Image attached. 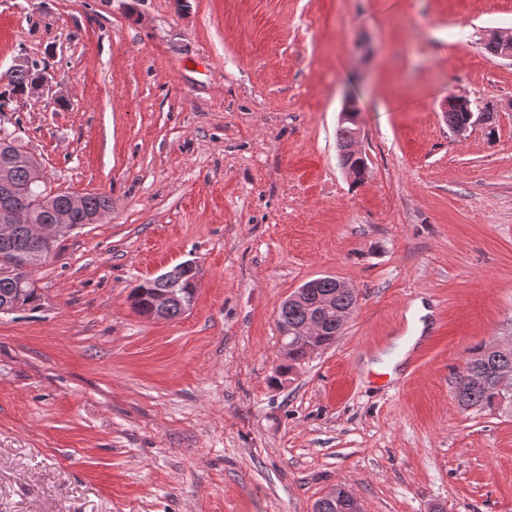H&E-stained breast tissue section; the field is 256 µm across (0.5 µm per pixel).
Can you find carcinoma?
Listing matches in <instances>:
<instances>
[{"instance_id":"obj_1","label":"carcinoma","mask_w":512,"mask_h":512,"mask_svg":"<svg viewBox=\"0 0 512 512\" xmlns=\"http://www.w3.org/2000/svg\"><path fill=\"white\" fill-rule=\"evenodd\" d=\"M42 70L37 66L7 69L0 72V107L12 103L13 99L24 96L32 91L39 81ZM471 110L469 102L453 103L444 109L445 118L450 127H455L465 121ZM356 126L351 121L343 122L336 130L338 152L346 161L351 163V169L362 181L369 175L365 156H355L349 150ZM11 180L17 187L15 200V238L4 243L0 241V266L3 261H10L18 256L28 241L29 226L32 224H50L54 212L61 207L72 208L73 221L89 223L97 215L108 214L112 209V199L104 192L75 194L63 191L57 197L53 206L47 207L37 203V198L45 194V187H27L26 172L20 167L11 168ZM76 199V206H71V199ZM156 288H165L178 297L171 306L170 318L176 319L190 310L194 297L189 292V269L180 263L171 270L147 279L128 296L131 308L141 316L149 313V296ZM12 294L21 298L22 305L27 307L40 300L38 288L32 276L28 275L22 281L17 277L0 274V296ZM329 302L331 311L324 318V333L319 342H334L344 328L343 322L336 314H349L357 306V296L350 289L336 288V282L331 277L324 276L316 282V287L307 289L301 300L288 304V309L280 310L279 317L288 321V326L298 332L303 327L309 315L319 305ZM310 351L306 343L298 340L288 352V365L283 370L288 372L302 364ZM512 370V347L506 351L499 349L498 344H484L472 351L455 377V401L464 410H473L490 414L512 417V391L506 392L498 388V377L502 370ZM317 504L322 506L319 512H347L350 509L349 490L343 486L336 487V495L331 498H321Z\"/></svg>"}]
</instances>
